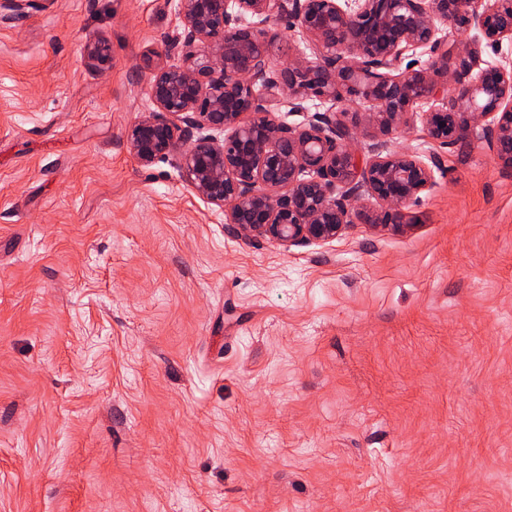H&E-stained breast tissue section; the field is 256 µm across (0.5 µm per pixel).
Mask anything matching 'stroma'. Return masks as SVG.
Instances as JSON below:
<instances>
[{
  "instance_id": "35a3bbf8",
  "label": "stroma",
  "mask_w": 512,
  "mask_h": 512,
  "mask_svg": "<svg viewBox=\"0 0 512 512\" xmlns=\"http://www.w3.org/2000/svg\"><path fill=\"white\" fill-rule=\"evenodd\" d=\"M179 23L0 14V512H512V166L415 113L410 228L233 237L127 145ZM84 57L91 66L105 69L112 62V45L105 38H97L85 45Z\"/></svg>"
}]
</instances>
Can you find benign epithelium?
Instances as JSON below:
<instances>
[{"mask_svg": "<svg viewBox=\"0 0 512 512\" xmlns=\"http://www.w3.org/2000/svg\"><path fill=\"white\" fill-rule=\"evenodd\" d=\"M181 25L165 41L177 64L155 68L153 109L129 128L143 166L168 155L205 202L225 209L228 231L281 246L326 244L361 219L406 227L408 209L432 181L418 157L375 145L361 157L350 124L391 133L425 110L428 135L445 147L481 140L512 164V70L481 65L445 31L512 41V0H179ZM274 15L309 38L288 64L274 61ZM431 53L427 67H402L406 54ZM86 61L110 66L112 45L88 42ZM364 99L374 112L337 111ZM324 107L305 127L272 118L285 103ZM249 121H241L242 116ZM379 214L361 209L365 196Z\"/></svg>", "mask_w": 512, "mask_h": 512, "instance_id": "obj_1", "label": "benign epithelium"}]
</instances>
